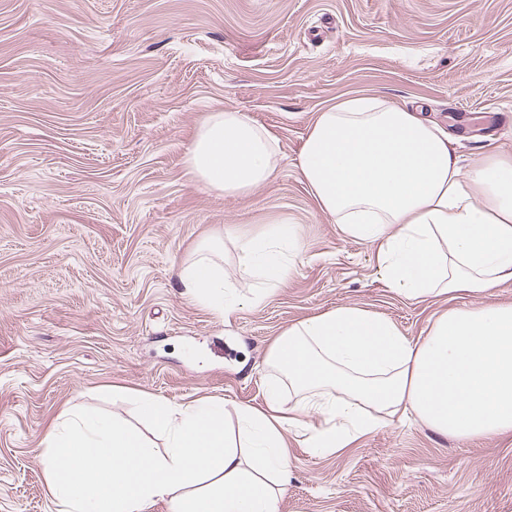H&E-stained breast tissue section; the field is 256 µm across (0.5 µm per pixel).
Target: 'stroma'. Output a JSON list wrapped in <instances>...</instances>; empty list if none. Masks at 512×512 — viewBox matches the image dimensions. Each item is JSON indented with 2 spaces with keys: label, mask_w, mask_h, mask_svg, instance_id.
Listing matches in <instances>:
<instances>
[{
  "label": "stroma",
  "mask_w": 512,
  "mask_h": 512,
  "mask_svg": "<svg viewBox=\"0 0 512 512\" xmlns=\"http://www.w3.org/2000/svg\"><path fill=\"white\" fill-rule=\"evenodd\" d=\"M373 92L448 130L463 165L512 152V0H0V512H59L43 440L66 409L120 414L164 448L121 386L171 402L262 405L280 334L354 306L415 338L454 301L387 288L298 172L316 112ZM271 129L281 162L228 198L184 163L209 113ZM302 244L261 303L185 295L178 268L234 224ZM279 512H512V434L458 439L394 423L321 454L288 435Z\"/></svg>",
  "instance_id": "1"
}]
</instances>
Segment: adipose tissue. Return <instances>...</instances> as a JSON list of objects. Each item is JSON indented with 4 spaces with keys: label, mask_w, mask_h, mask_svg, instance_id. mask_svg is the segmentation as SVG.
<instances>
[{
    "label": "adipose tissue",
    "mask_w": 512,
    "mask_h": 512,
    "mask_svg": "<svg viewBox=\"0 0 512 512\" xmlns=\"http://www.w3.org/2000/svg\"><path fill=\"white\" fill-rule=\"evenodd\" d=\"M278 161L277 137L236 110L211 113L185 158L197 181L231 198L266 183ZM298 168L318 209L376 246L389 288L479 305L448 308L414 339L357 307L300 320L271 348L281 376L264 406L241 407L233 435L219 398L140 397L139 413L166 438L161 453L119 415L61 413L44 452L59 512H151L160 501L172 512H278L287 436L304 424L310 448L330 454L408 417L458 439L512 433V304L490 299L512 281V153L464 167L442 128L362 94L318 112ZM223 246L220 233L198 244L178 280L228 317L240 300L217 260ZM301 249L279 222L240 237L241 267L265 282L253 301Z\"/></svg>",
    "instance_id": "adipose-tissue-1"
}]
</instances>
